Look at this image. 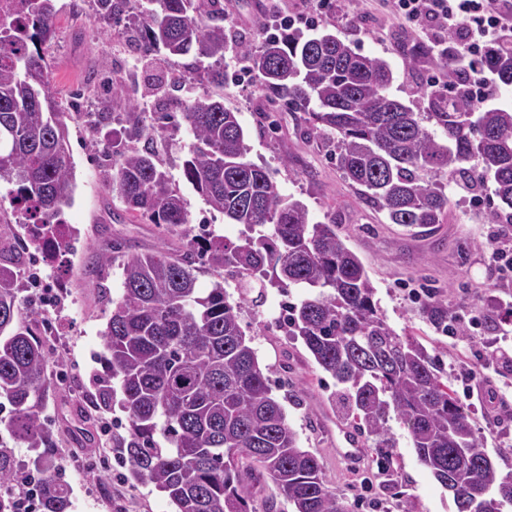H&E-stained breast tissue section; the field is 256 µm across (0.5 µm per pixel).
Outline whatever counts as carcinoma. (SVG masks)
Returning a JSON list of instances; mask_svg holds the SVG:
<instances>
[{"label":"carcinoma","instance_id":"carcinoma-1","mask_svg":"<svg viewBox=\"0 0 512 512\" xmlns=\"http://www.w3.org/2000/svg\"><path fill=\"white\" fill-rule=\"evenodd\" d=\"M18 28L21 44L0 61V182L42 237L62 245V215L73 194L65 117L49 90L42 45L56 33L54 0H31ZM109 24L130 0H95ZM127 40L142 59L193 55L192 84L224 85L228 35L220 0H137ZM238 54L270 106L306 112L311 130L336 139V166L345 181L392 224L432 226L448 212L446 184L493 185L491 224L512 223V109L474 106L424 88L432 111L414 112L392 97L393 73L378 57L355 52L324 28L305 38L283 29L254 47L239 36ZM512 85V49L484 59ZM316 101L318 109L309 108ZM181 118L195 144L183 178L212 210L250 232L235 244L209 233L173 254L166 247L129 256L114 240L101 263L122 258V292L108 300L103 332L107 374L95 408L106 409L115 380L127 413L123 441L129 477L150 482L176 512H256L257 479L267 478L293 512H349L330 490L318 457L299 446L282 404L240 325V306L224 282L202 292L196 273L228 270L254 306L267 288L307 289L284 303L286 325L346 396L354 425L392 448L390 417L410 434L421 464L452 495L457 512H501L512 505V476L499 479L438 360L380 313L375 287L336 218L312 223L305 203L281 193L269 170L246 160L245 131L224 99L204 92L181 99ZM171 116L148 122L138 105L124 113L128 142L112 148L105 189L129 213L165 232L189 234L186 202L155 151L129 145L164 135ZM442 129L436 140L427 125ZM18 272L0 262V401L9 407L0 431L34 452L41 512H69V487L58 480L56 447L41 412L50 388L40 332L24 319ZM393 454H384L379 485L398 487ZM28 473L0 441V512H18Z\"/></svg>","mask_w":512,"mask_h":512}]
</instances>
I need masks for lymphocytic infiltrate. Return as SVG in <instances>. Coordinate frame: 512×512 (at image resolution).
<instances>
[{"mask_svg":"<svg viewBox=\"0 0 512 512\" xmlns=\"http://www.w3.org/2000/svg\"><path fill=\"white\" fill-rule=\"evenodd\" d=\"M392 13L427 31L430 46H440L442 32L454 33L460 52L456 97L484 103L493 80L479 61L492 47L512 48V0H390Z\"/></svg>","mask_w":512,"mask_h":512,"instance_id":"f902f5d3","label":"lymphocytic infiltrate"}]
</instances>
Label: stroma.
Wrapping results in <instances>:
<instances>
[{
	"instance_id": "obj_1",
	"label": "stroma",
	"mask_w": 512,
	"mask_h": 512,
	"mask_svg": "<svg viewBox=\"0 0 512 512\" xmlns=\"http://www.w3.org/2000/svg\"><path fill=\"white\" fill-rule=\"evenodd\" d=\"M308 2L224 0V12L235 33L258 44L268 28L279 26L286 14L304 11ZM319 22L356 52L386 60L394 75L390 94L413 111H430L421 87L437 73L438 59L428 55L416 65H406L401 46L418 42L419 37L392 17L382 0H339L337 10ZM123 34V25L98 24L88 9L76 30L47 42L44 52L53 95L75 102L91 88L98 101H111L117 111H127L135 103L154 112L156 98L148 94V86L182 73L187 60L173 57L151 65L136 57L122 71H115ZM215 93L223 97L226 108L239 114L248 160L269 169L282 193L303 201L313 220L335 217L349 246L369 269L374 299L387 322L397 332L415 336L438 356L460 403L474 418L476 434L499 476L512 474V421L507 418L512 412V373L487 361L489 353L501 347L503 336L512 337V324L503 320L500 309L502 303L512 301V284L500 280L486 249L487 242L496 238L512 243V224L488 223L489 193H482L477 206L469 193H450L448 216L431 231L415 233L387 223L343 179L334 160L335 141L307 130L302 112L270 108L248 81L225 82ZM120 132L117 122L96 138L83 125H68L74 190L65 220L73 242L38 252L40 271L53 285L52 300L32 305L56 331L54 340L46 344L51 389L43 415L58 447V474L70 488L71 512H173L153 484L133 486L123 478L119 442L128 434L126 414L117 406L102 412L90 405L97 393L93 378L104 369L99 356L104 352L102 333L109 316L105 299L121 293L118 267H111L105 293L97 288L92 267L109 241L127 242L139 253L170 241L155 225L122 216V204L106 194V173L98 162L96 143L112 141ZM193 142L182 123L169 128L152 148L186 200L191 224H206L209 230L239 241L242 225L210 211L181 176ZM414 281L432 287L436 299L447 306L449 320L467 328V335L451 336L426 323L423 314L429 302L414 299L407 290ZM228 294L230 302L241 307L240 325L261 367L276 383L273 394L281 399L301 448L318 456L328 486L339 493L349 512H398L394 500L377 498L372 489L371 460L352 468L337 457L336 437L318 419L323 411L343 421L348 418L336 398L334 381L319 368L302 339L288 335L272 318L283 298L299 301L304 289H291L286 296L279 289H268L259 307L241 300L236 288H229ZM390 429L400 492L412 496L416 512H456L447 490L420 463L407 427L394 419Z\"/></svg>"
}]
</instances>
